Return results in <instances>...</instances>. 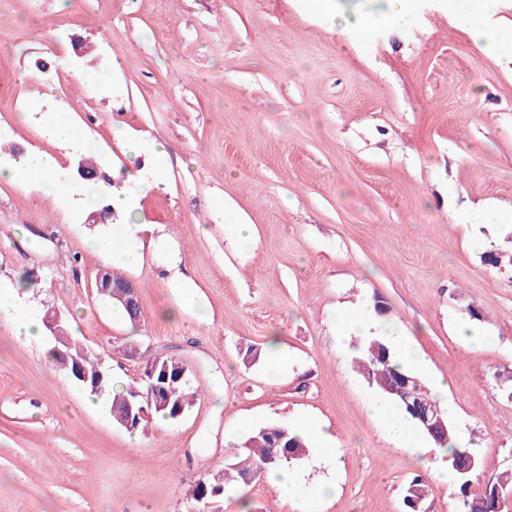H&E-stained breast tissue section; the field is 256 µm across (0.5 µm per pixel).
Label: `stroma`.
<instances>
[{
  "mask_svg": "<svg viewBox=\"0 0 512 512\" xmlns=\"http://www.w3.org/2000/svg\"><path fill=\"white\" fill-rule=\"evenodd\" d=\"M313 14L305 0H0V163L34 149L75 168V144L54 140L39 112H67L97 164L137 193L150 153L131 157L126 127L170 148L169 167L132 215L143 230L137 324H116L87 245L109 232L89 212L0 181V282L25 281L20 301L54 310L70 335L123 385L148 360L173 357L198 396L175 420L131 432L109 399L88 394L45 359L49 337L24 345L0 316V512H188L189 491L265 424L316 423L335 449L291 467L333 493L306 504L257 479L224 512H406L423 474L366 413L378 390L358 372L359 337L336 343V313L373 309L411 335L448 377L440 406L457 437L476 443L470 488L512 471V47L486 52L457 28L445 0H416L402 25L356 40L338 11L373 17L377 0H338ZM123 59L121 71L113 56ZM105 75L94 94L74 70ZM30 80L20 84V73ZM54 96L39 99L42 87ZM221 201L251 224L241 250L233 223H212ZM185 285L170 287L173 274ZM192 295L207 320L164 317ZM474 310L473 337L453 318ZM292 356L272 375L270 338ZM259 358L244 365L247 347ZM139 447H132V438Z\"/></svg>",
  "mask_w": 512,
  "mask_h": 512,
  "instance_id": "obj_1",
  "label": "stroma"
}]
</instances>
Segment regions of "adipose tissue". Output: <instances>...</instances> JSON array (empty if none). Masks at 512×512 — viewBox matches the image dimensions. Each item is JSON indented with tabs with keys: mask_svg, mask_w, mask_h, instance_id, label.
<instances>
[{
	"mask_svg": "<svg viewBox=\"0 0 512 512\" xmlns=\"http://www.w3.org/2000/svg\"><path fill=\"white\" fill-rule=\"evenodd\" d=\"M498 0H448V9L454 15L456 26L465 29L473 42L487 51H496L502 38L497 29L477 23L482 14L493 13ZM0 178L37 187L43 195L53 197L60 204L85 205L88 189L74 185L59 177V168L53 157L34 150L27 154L22 163L1 167ZM137 225H122L120 233H108L95 238L91 246L101 257L119 259L123 266L138 265L140 253L137 244ZM0 312L11 317L15 338L23 343L38 338L42 324L33 313L21 310L14 287L0 286ZM339 338L355 334L366 338H379L390 344L395 360L402 367L426 370L427 359L414 344L411 337L394 325L378 320L373 313L361 308L347 309L336 316ZM367 412L379 421L383 432L397 447L409 449L418 463H426L428 449L411 428L397 416L390 400L376 397L369 401Z\"/></svg>",
	"mask_w": 512,
	"mask_h": 512,
	"instance_id": "obj_1",
	"label": "adipose tissue"
}]
</instances>
